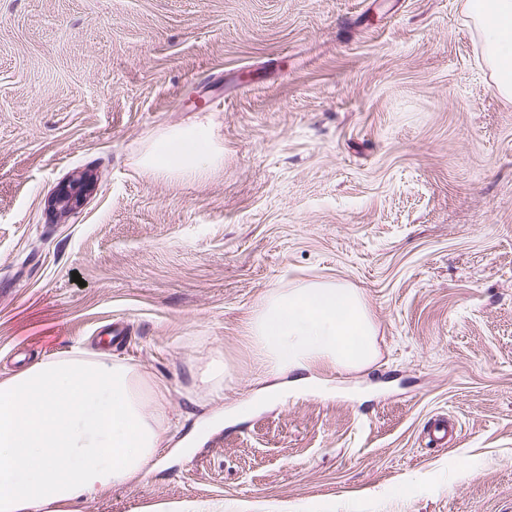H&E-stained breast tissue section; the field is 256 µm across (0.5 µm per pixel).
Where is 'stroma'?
<instances>
[{
  "mask_svg": "<svg viewBox=\"0 0 512 512\" xmlns=\"http://www.w3.org/2000/svg\"><path fill=\"white\" fill-rule=\"evenodd\" d=\"M202 116L223 165L147 174ZM320 279L363 294L379 356L262 401L245 324ZM77 344L175 418L77 512H512V100L465 0H0V378ZM95 189V182L84 179L75 184H64L49 200V207L56 212H72L80 208L85 197ZM200 381L213 399H221L224 396V367L217 362H211L200 374Z\"/></svg>",
  "mask_w": 512,
  "mask_h": 512,
  "instance_id": "1",
  "label": "stroma"
}]
</instances>
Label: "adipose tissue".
<instances>
[{
    "label": "adipose tissue",
    "instance_id": "adipose-tissue-1",
    "mask_svg": "<svg viewBox=\"0 0 512 512\" xmlns=\"http://www.w3.org/2000/svg\"><path fill=\"white\" fill-rule=\"evenodd\" d=\"M466 9L497 92L512 98V0H466ZM223 161L213 126L200 121L153 138L141 164L196 178ZM246 334L261 369L294 372L297 387L308 372L358 370L378 356L365 298L328 279L271 289ZM166 393L139 367L78 346L0 379V512H74L152 471L171 421Z\"/></svg>",
    "mask_w": 512,
    "mask_h": 512
}]
</instances>
